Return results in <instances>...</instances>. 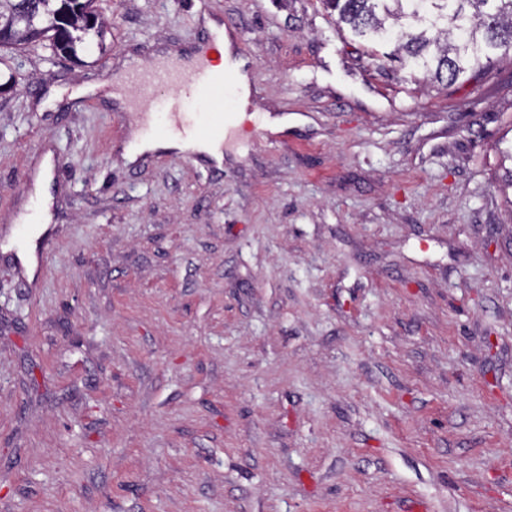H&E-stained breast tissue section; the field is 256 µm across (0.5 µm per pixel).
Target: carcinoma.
Returning <instances> with one entry per match:
<instances>
[{"label":"carcinoma","mask_w":512,"mask_h":512,"mask_svg":"<svg viewBox=\"0 0 512 512\" xmlns=\"http://www.w3.org/2000/svg\"><path fill=\"white\" fill-rule=\"evenodd\" d=\"M366 42L396 44L395 61L448 87L477 80L512 58V0H320ZM97 0H0V48L47 40L53 55L81 60L106 50L107 20Z\"/></svg>","instance_id":"carcinoma-1"}]
</instances>
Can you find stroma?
<instances>
[{
	"mask_svg": "<svg viewBox=\"0 0 512 512\" xmlns=\"http://www.w3.org/2000/svg\"><path fill=\"white\" fill-rule=\"evenodd\" d=\"M84 62L0 49V247L53 199L32 284L0 258V512H512V60L446 88L319 0H102ZM255 62L216 173L134 163L104 86L199 14Z\"/></svg>",
	"mask_w": 512,
	"mask_h": 512,
	"instance_id": "obj_1",
	"label": "stroma"
}]
</instances>
